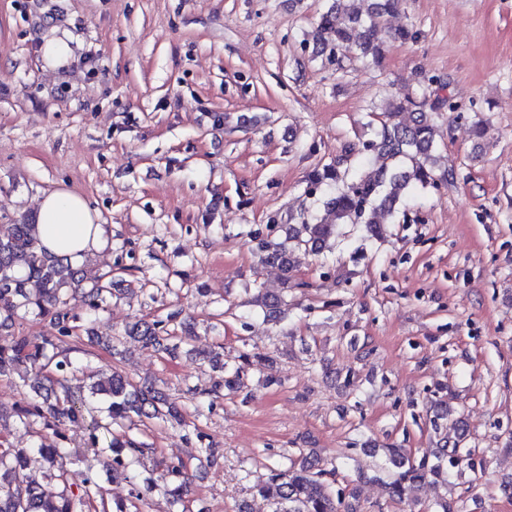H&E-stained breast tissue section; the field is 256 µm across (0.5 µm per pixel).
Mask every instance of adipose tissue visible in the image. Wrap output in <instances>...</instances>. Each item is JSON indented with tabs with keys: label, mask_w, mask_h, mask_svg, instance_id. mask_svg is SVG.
<instances>
[{
	"label": "adipose tissue",
	"mask_w": 512,
	"mask_h": 512,
	"mask_svg": "<svg viewBox=\"0 0 512 512\" xmlns=\"http://www.w3.org/2000/svg\"><path fill=\"white\" fill-rule=\"evenodd\" d=\"M37 231L48 252L76 263L103 251L107 241V228L99 224L86 198L66 188L42 198Z\"/></svg>",
	"instance_id": "adipose-tissue-1"
}]
</instances>
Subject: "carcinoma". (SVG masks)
I'll use <instances>...</instances> for the list:
<instances>
[{"label":"carcinoma","mask_w":512,"mask_h":512,"mask_svg":"<svg viewBox=\"0 0 512 512\" xmlns=\"http://www.w3.org/2000/svg\"><path fill=\"white\" fill-rule=\"evenodd\" d=\"M339 2L335 0L321 14L314 35L318 54L336 58L338 70L341 57L351 50L377 60L388 43L415 38L409 27L393 30L386 23L387 17L402 10L403 0H372L373 6L365 13ZM445 108L455 112L458 104L448 97L430 101L410 90L394 99L384 111L376 137L349 148L360 156L356 167L342 173L329 167L311 171V184L335 183L333 194L323 202L326 216L314 223L306 220L288 226L283 241L254 235L260 264L276 266L288 278L294 267L293 251L322 254L344 224H362L367 237L380 236L384 217L392 215L415 189L436 185L432 113ZM369 159L377 167L367 174L364 163ZM78 294L88 308L86 321L94 322L112 295V272L88 282L83 267L42 251L34 218L0 224V378L16 375L29 381L36 394L16 407L14 424L51 430L59 437L67 426L85 428L88 447L112 452V474L122 476L131 486V497L140 502L138 467L143 465L146 448L126 432L115 434L114 427L123 426L134 415L141 422L158 420L181 428L186 421L163 389L137 385L118 370L87 391L71 384L80 367L70 357L72 348L66 346L75 330V318L67 306ZM254 302L260 304L265 317L277 318L280 298L259 291ZM30 313L47 320L55 333L31 338L15 331V320ZM178 316L173 312L164 321L138 320L128 334L174 357L179 346L168 343L171 336L166 323ZM244 377V366L226 367L222 380L207 395H217L222 387L235 391L243 386ZM463 439L460 434L444 442L433 461L416 460L404 448L384 449L382 470L388 473L390 500L403 502L427 482L448 483V468L459 467L471 455L461 452ZM34 454L44 466L40 482L24 474ZM76 461L71 449L41 442L30 448H0V512H92L94 497L103 496V487L96 474L73 468ZM335 474L336 469L324 468L322 458L310 451L271 467L257 492L271 502L273 512H357L352 502L354 488L336 486ZM187 481L183 465H168L159 481L148 483L147 489L157 487L176 503Z\"/></svg>","instance_id":"cac0c4a2"}]
</instances>
